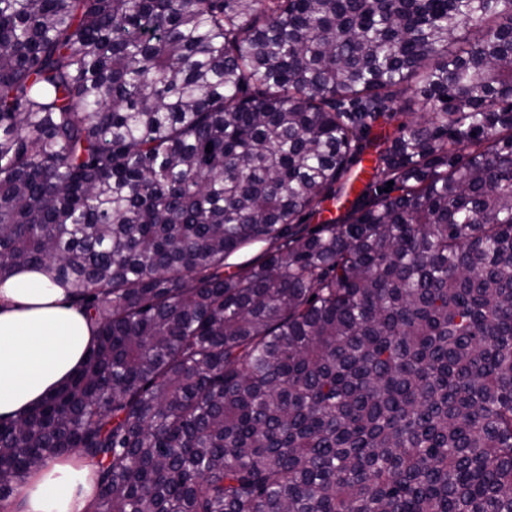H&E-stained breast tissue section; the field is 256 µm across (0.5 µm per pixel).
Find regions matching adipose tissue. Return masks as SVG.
Masks as SVG:
<instances>
[{"mask_svg": "<svg viewBox=\"0 0 512 512\" xmlns=\"http://www.w3.org/2000/svg\"><path fill=\"white\" fill-rule=\"evenodd\" d=\"M95 330L83 310L41 270L18 268L0 280V419L35 406L83 362ZM90 468L77 458L38 468L21 512H88Z\"/></svg>", "mask_w": 512, "mask_h": 512, "instance_id": "ef3b65f1", "label": "adipose tissue"}]
</instances>
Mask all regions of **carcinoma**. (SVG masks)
<instances>
[{"mask_svg":"<svg viewBox=\"0 0 512 512\" xmlns=\"http://www.w3.org/2000/svg\"><path fill=\"white\" fill-rule=\"evenodd\" d=\"M31 264L97 335L0 512L71 455L90 512H512V0H0Z\"/></svg>","mask_w":512,"mask_h":512,"instance_id":"cac0c4a2","label":"carcinoma"}]
</instances>
